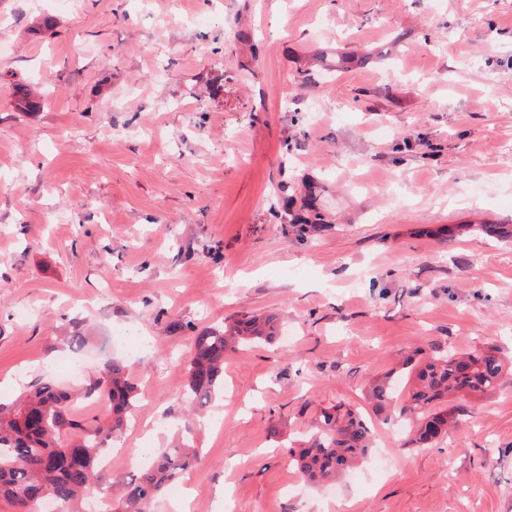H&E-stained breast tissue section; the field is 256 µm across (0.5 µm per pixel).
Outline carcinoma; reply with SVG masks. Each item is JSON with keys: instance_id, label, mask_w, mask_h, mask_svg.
Instances as JSON below:
<instances>
[{"instance_id": "cac0c4a2", "label": "carcinoma", "mask_w": 512, "mask_h": 512, "mask_svg": "<svg viewBox=\"0 0 512 512\" xmlns=\"http://www.w3.org/2000/svg\"><path fill=\"white\" fill-rule=\"evenodd\" d=\"M474 231L512 236L506 224L448 229L454 236ZM276 338V324L267 317L247 316L195 330L187 369L192 409L206 406L224 385L229 354ZM402 369L404 384L389 375L376 378L366 385L365 401L378 422L408 420L412 442L422 448L447 434L450 422L463 412L462 405L449 404L450 397L462 400L491 392L501 384L504 372L512 373L496 350L458 354L436 344L427 350L416 348L403 360ZM32 388V393L9 404L0 403V504L10 512H41L47 499L56 512H80L91 493L106 500L105 512H151L166 483L198 461L196 450L184 442L163 452L141 473L118 481L119 494L112 496L102 454L121 437L139 404L126 365L106 363L76 393L45 377L36 379ZM80 401L104 402L109 413L103 419L80 413ZM373 421L343 404L323 407L300 449L288 450L291 461L311 482L334 480L373 447Z\"/></svg>"}]
</instances>
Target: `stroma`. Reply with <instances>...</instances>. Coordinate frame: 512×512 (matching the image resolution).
Returning <instances> with one entry per match:
<instances>
[{
	"label": "stroma",
	"instance_id": "stroma-1",
	"mask_svg": "<svg viewBox=\"0 0 512 512\" xmlns=\"http://www.w3.org/2000/svg\"><path fill=\"white\" fill-rule=\"evenodd\" d=\"M0 44L1 400L122 360L109 479L200 453L153 512H512V376L335 495L287 453L410 347L512 358V244L438 233L512 225V0H0ZM244 314L281 337L185 432L193 330Z\"/></svg>",
	"mask_w": 512,
	"mask_h": 512
}]
</instances>
